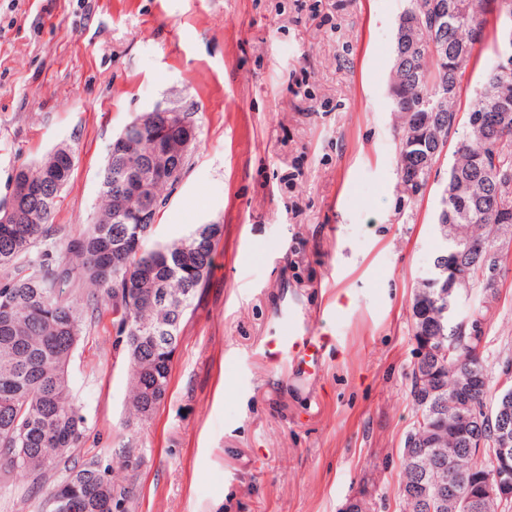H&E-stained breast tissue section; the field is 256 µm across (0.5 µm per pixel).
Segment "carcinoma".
Segmentation results:
<instances>
[{
    "instance_id": "carcinoma-1",
    "label": "carcinoma",
    "mask_w": 512,
    "mask_h": 512,
    "mask_svg": "<svg viewBox=\"0 0 512 512\" xmlns=\"http://www.w3.org/2000/svg\"><path fill=\"white\" fill-rule=\"evenodd\" d=\"M439 0H410L415 26L409 38L417 51H398L393 112L398 124V174L403 186H424L431 172L414 154L433 150L437 140L460 123L455 109L459 74L473 57L474 31L485 24L482 3L467 10L445 31L438 30ZM512 86V71L490 67L466 117L467 132L456 145L448 172L454 201L436 218L442 239L433 259L455 251L463 282L492 296L478 272L491 259L490 231L512 229V104L502 109L498 90ZM432 100L426 112L420 104ZM69 147H58L20 169L9 203L0 206V473L22 470L41 478L79 447L83 419L68 393V361L81 333V312L63 299L64 288L79 280L105 291L121 313L126 332L131 416L148 420L165 399L171 360L181 325L199 288L211 274L216 240L213 225L146 248L150 224H125L112 217L116 194L109 154L102 170V204L92 223L70 238L67 249L83 256L76 271L57 257L51 224L56 198L71 170ZM433 275L423 279L412 302L416 361L410 394L416 407L404 439L402 503L418 492L425 472L448 466L436 448H451L457 462L448 490L465 501L463 512H484L474 486L493 468L492 455L503 431L512 434V377L492 380L479 350L485 316L458 319L455 296ZM127 493L87 462L67 469L51 493L53 512H113Z\"/></svg>"
}]
</instances>
